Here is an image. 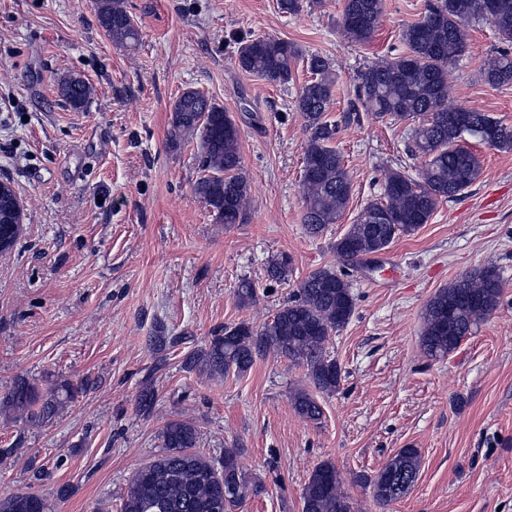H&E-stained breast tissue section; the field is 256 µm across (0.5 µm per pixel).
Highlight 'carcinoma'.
Returning a JSON list of instances; mask_svg holds the SVG:
<instances>
[{"mask_svg":"<svg viewBox=\"0 0 512 512\" xmlns=\"http://www.w3.org/2000/svg\"><path fill=\"white\" fill-rule=\"evenodd\" d=\"M496 2V9L487 17L483 0H428L423 17L402 30L407 52L378 60L359 74L358 99L375 118H422L412 131V152L422 155L425 162L415 176L393 168L384 171L380 199L369 203L331 245L344 266L355 267L396 238L414 234L429 222L440 202L456 198L478 180L481 163L463 145L466 138L482 143L484 130L494 127L497 135L492 147L512 150V127L485 112L449 104L451 71L468 48V23L488 20L502 35L512 38V0ZM95 8L112 43L124 47L138 43L140 33L124 0H95ZM383 11V0H345L340 29L350 41L366 43L377 31ZM300 56L301 51L291 43L258 37L239 47L237 64L245 72L286 84L292 79L293 62ZM307 67L311 79L295 101L310 132L304 144L302 220L309 236L318 237L346 209L352 184L343 157L333 146L338 129L326 119L335 85L332 63L312 54ZM483 76L493 86L512 83V53L492 56ZM92 94L93 87L77 74L59 83L60 97L74 110L82 109ZM195 137L199 138L204 171L194 185L195 194L212 208L220 223L242 222L249 185L240 172V128L224 107L197 90H186L173 105L171 141ZM378 213L386 223L373 222ZM0 218L19 220L16 196L9 188L0 195ZM267 273L277 283L288 282L292 258L283 254L272 259ZM503 291L502 277L494 265L475 268L438 290L423 315L425 355L437 359L453 352L498 308ZM354 309L346 274L320 267L297 283L293 296L271 320L259 328L244 321L224 327L223 335L212 337L207 346L185 357L184 368L209 377L242 375L258 357L273 353L306 367L315 389L331 394L340 386L342 374L326 345L350 321ZM77 393L78 387L69 382L43 391L38 384L20 379L0 397V414L42 424L57 416ZM155 402L156 393L147 383L138 395V408L149 413ZM291 403L302 419L321 420V405L308 391H295ZM161 437L162 452L130 478L121 512H216L220 504L224 512H233L262 492L263 485L240 467L237 450H224L220 463L196 451L199 430L193 420L177 417L167 421ZM419 465L415 448H403L394 455L367 480L376 502L384 506L404 497L416 480ZM229 487L234 493L225 492ZM302 502V512H353L341 488L340 474L328 461L311 471ZM0 512H49V505L36 492L18 491L0 498Z\"/></svg>","mask_w":512,"mask_h":512,"instance_id":"carcinoma-1","label":"carcinoma"}]
</instances>
